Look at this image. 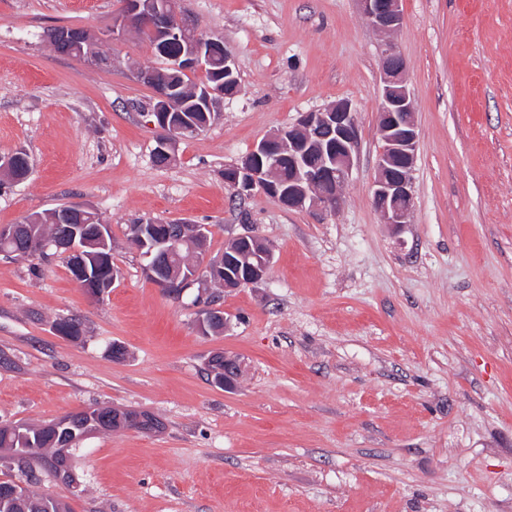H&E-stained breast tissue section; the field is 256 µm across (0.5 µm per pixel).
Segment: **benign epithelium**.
I'll return each mask as SVG.
<instances>
[{"instance_id": "benign-epithelium-1", "label": "benign epithelium", "mask_w": 512, "mask_h": 512, "mask_svg": "<svg viewBox=\"0 0 512 512\" xmlns=\"http://www.w3.org/2000/svg\"><path fill=\"white\" fill-rule=\"evenodd\" d=\"M364 17L377 31L391 34L403 24L401 0H358ZM150 33L165 58L166 68L180 77L192 71L202 73V83L194 89L199 111L211 112L219 99L232 98L235 93L226 88L236 85L238 72L235 57L222 41L198 33L191 25L176 17L171 0H122V6L112 21V38L125 36L130 31ZM47 39L55 49L69 50L87 42L90 34L80 28L55 27L47 32ZM382 73L381 101L378 110V128L382 146L372 183V204L383 223L397 226L407 223L413 205L412 172L417 157L418 126L415 119L412 93L406 79V64L395 44L384 41L380 46ZM139 80L152 89L153 104L148 112L159 131L156 153L168 164L175 156L178 142L197 136L210 119L200 122L173 110L178 86L162 81L153 69L138 72ZM358 154V126L352 103L338 100L324 108L298 114L287 128L278 130L260 141L241 160L224 168V185L242 197L259 191L275 199L288 210L321 209L333 211L355 165ZM288 163L293 176L284 184L277 179L278 170ZM335 185V191L322 190L326 184ZM92 218L105 227L95 213L80 206H71L63 218L55 219L66 225L64 233L51 243L33 233L27 253L52 248L77 262L76 282L84 284L90 277L84 251L86 242L82 233L71 227L79 221L86 224ZM209 228L194 225L192 251L197 259L188 265L186 280L205 288L211 282L212 269L232 266L238 253L230 251L216 259L208 250ZM232 243L259 246L258 265L250 266L243 276L224 277V288L236 289L262 282L269 271L273 256L272 246L252 232L240 234ZM150 279L161 290L177 295L178 278L158 273L155 263L146 265ZM224 318V329L231 327L230 318L220 307L207 305L204 316L198 320V331L208 336L213 333L215 318ZM241 364L237 358L224 355V388L234 387L239 379Z\"/></svg>"}]
</instances>
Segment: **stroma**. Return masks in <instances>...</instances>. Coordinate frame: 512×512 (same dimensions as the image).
Segmentation results:
<instances>
[{
    "label": "stroma",
    "mask_w": 512,
    "mask_h": 512,
    "mask_svg": "<svg viewBox=\"0 0 512 512\" xmlns=\"http://www.w3.org/2000/svg\"><path fill=\"white\" fill-rule=\"evenodd\" d=\"M0 0V155L30 177L0 190V225L62 205L112 231L120 276L94 299L62 259L0 258V424L97 406L146 410L155 433H97L77 487L36 489L71 512H512V0H402L392 40L418 126L407 224L371 201L381 146L378 47L357 0H174L236 57L239 96L153 161L159 66L136 33L108 65L55 52L48 29L105 34L120 0ZM355 108L359 148L334 212L245 201L224 167L298 113ZM138 222L205 224L210 252L252 231L264 282L220 291L223 335L197 328V288L164 294L126 240ZM76 317L72 341L53 323ZM125 350L112 355L113 344ZM236 355V388L207 379Z\"/></svg>",
    "instance_id": "stroma-1"
}]
</instances>
